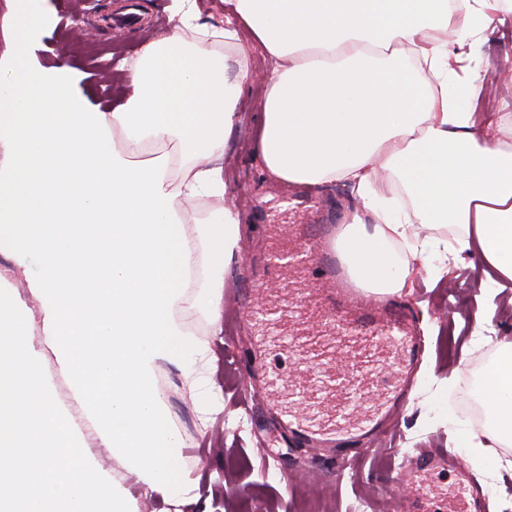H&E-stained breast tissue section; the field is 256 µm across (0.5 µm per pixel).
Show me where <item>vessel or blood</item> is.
I'll return each mask as SVG.
<instances>
[{"mask_svg":"<svg viewBox=\"0 0 512 512\" xmlns=\"http://www.w3.org/2000/svg\"><path fill=\"white\" fill-rule=\"evenodd\" d=\"M330 225L309 234L306 256L321 272L320 288L329 289L333 302L328 336H292L288 352L303 372L316 374L317 395L310 403L297 400L293 384L276 369L269 327L298 319L302 305L290 308L254 307L252 372L264 375L260 391L280 417L284 428L310 447L388 435L387 421L409 396L411 375L424 353L412 317L375 295L353 287L330 239ZM444 469L454 472L453 496L460 512H482L483 501L467 479L459 455L432 448L411 457L400 474L406 486L417 489L424 474Z\"/></svg>","mask_w":512,"mask_h":512,"instance_id":"1","label":"vessel or blood"}]
</instances>
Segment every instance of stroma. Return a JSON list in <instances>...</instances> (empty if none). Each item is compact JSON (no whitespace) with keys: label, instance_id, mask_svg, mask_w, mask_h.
<instances>
[{"label":"stroma","instance_id":"1","mask_svg":"<svg viewBox=\"0 0 512 512\" xmlns=\"http://www.w3.org/2000/svg\"><path fill=\"white\" fill-rule=\"evenodd\" d=\"M175 7V0H46V21L30 40L29 63L47 71L69 66L89 104L100 112L113 111L134 97L129 66L147 42L168 29ZM184 37L201 50L228 56L234 71L246 75L237 123L224 141L225 203L238 213L241 249L224 276L220 329H213L202 311L186 319L193 334L214 352L215 394L223 411L203 421L200 402L181 372L165 363L155 370L199 512H305L315 499L327 501L328 512H423L421 505L395 493L398 474L416 452L457 448L449 418L476 431L468 415L473 401L470 376L487 367L501 341L512 340V288L489 298L481 287L483 265L467 257L449 260L447 274L439 279L424 271L414 273L407 286L393 294V301L413 316L427 353L417 367L410 400L391 419L396 441L384 446L376 437L357 440V447L371 449V456L353 477H337L336 463L347 456L342 447L308 448L280 426L262 399L245 401L242 376L251 362L246 315L257 297L253 275L263 265L272 225L325 224L348 217L357 205L356 195L348 183L336 180L305 187L310 210L289 208L296 187L270 181L254 153L269 60L245 37L226 44L199 40L189 31ZM462 51L484 79L479 107L512 104V74L503 69L505 60H512V15L482 26L465 40ZM479 317L487 331L475 344L471 332ZM450 337L456 342L452 354L444 349ZM43 355L54 399L76 417L85 433H92L53 351L44 349ZM271 439L277 442L278 455L268 462L259 450ZM457 450L488 497L487 512H512V445L497 447L484 466L466 449ZM90 452L137 499L139 512H176L175 505L137 483L106 449L94 444Z\"/></svg>","mask_w":512,"mask_h":512}]
</instances>
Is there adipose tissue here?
I'll list each match as a JSON object with an SVG mask.
<instances>
[{
	"label": "adipose tissue",
	"instance_id": "obj_1",
	"mask_svg": "<svg viewBox=\"0 0 512 512\" xmlns=\"http://www.w3.org/2000/svg\"><path fill=\"white\" fill-rule=\"evenodd\" d=\"M43 0H7L12 63L0 68V512H135L133 497L86 451L43 367L50 347L102 447L137 482L189 505L180 439L155 379L177 367L198 395L209 347L185 329L199 308L219 322L224 268L241 241L224 204V140L241 77L183 32L238 41L247 28L273 68L259 103L258 155L268 178L314 185L343 179L358 206L339 249L376 295L430 266L421 229L458 224L457 255L512 281V116L476 112L478 74L459 76L445 30L466 40L507 0H224V25L176 0L172 27L131 72L137 95L91 111L62 66L30 67ZM121 140H114L113 129ZM406 187L411 210L385 190ZM205 201L211 218L193 224ZM477 397L496 425L464 434L483 459L512 431V343L486 368Z\"/></svg>",
	"mask_w": 512,
	"mask_h": 512
}]
</instances>
